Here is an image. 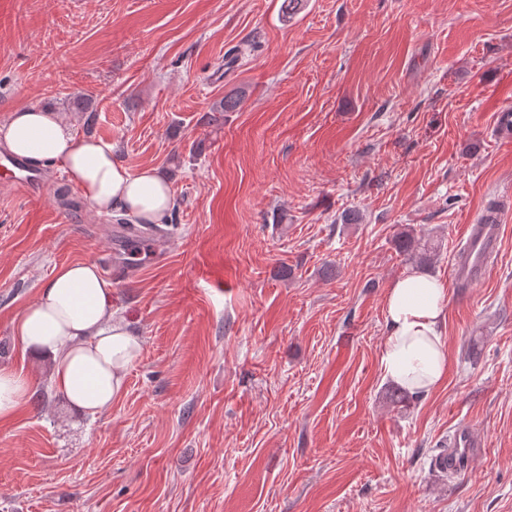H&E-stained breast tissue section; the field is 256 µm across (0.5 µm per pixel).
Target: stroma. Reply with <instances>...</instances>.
<instances>
[{
  "label": "stroma",
  "mask_w": 512,
  "mask_h": 512,
  "mask_svg": "<svg viewBox=\"0 0 512 512\" xmlns=\"http://www.w3.org/2000/svg\"><path fill=\"white\" fill-rule=\"evenodd\" d=\"M23 105L157 168L174 208L134 254L59 168L35 199L0 172V367L32 383L0 422V512H512V0H0V122ZM487 215L448 376L395 404L387 290L447 279ZM78 261L130 267L112 306L143 339L94 417L14 336ZM462 424L483 446L437 476ZM466 224L458 260L452 265V280L468 287L481 280L488 271L491 259L497 254L502 224Z\"/></svg>",
  "instance_id": "stroma-1"
}]
</instances>
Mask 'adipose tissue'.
I'll list each match as a JSON object with an SVG mask.
<instances>
[{"label": "adipose tissue", "instance_id": "1", "mask_svg": "<svg viewBox=\"0 0 512 512\" xmlns=\"http://www.w3.org/2000/svg\"><path fill=\"white\" fill-rule=\"evenodd\" d=\"M0 146L36 166L54 165L78 186L97 213L119 210L140 224L160 223L173 206L170 181L157 168L130 172L109 143L79 138L48 107L11 112L0 124ZM448 290L444 282L410 270L385 299L388 336L380 366L384 378L417 396L444 379L448 356L441 335ZM14 333L27 351L48 357L54 387L81 413L111 409L142 341L112 307V282L92 262L59 267L35 302L18 317ZM23 372L0 368V419L28 401Z\"/></svg>", "mask_w": 512, "mask_h": 512}]
</instances>
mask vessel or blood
<instances>
[{
	"mask_svg": "<svg viewBox=\"0 0 512 512\" xmlns=\"http://www.w3.org/2000/svg\"><path fill=\"white\" fill-rule=\"evenodd\" d=\"M501 224H469L463 232V243L457 261L452 265V279L458 285L470 286L481 280L498 251ZM481 441L469 427L460 426L448 437L446 450L435 460V466L445 472L461 475L469 465L471 456Z\"/></svg>",
	"mask_w": 512,
	"mask_h": 512,
	"instance_id": "vessel-or-blood-1",
	"label": "vessel or blood"
}]
</instances>
